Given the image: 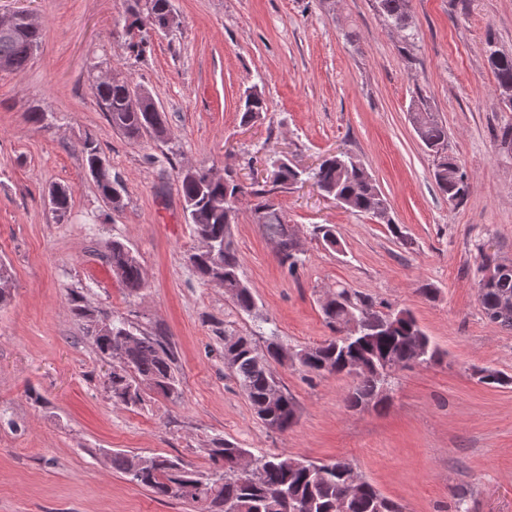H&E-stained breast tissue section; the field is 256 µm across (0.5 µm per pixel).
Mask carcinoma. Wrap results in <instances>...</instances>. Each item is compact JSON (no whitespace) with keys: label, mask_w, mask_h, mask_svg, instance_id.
Returning <instances> with one entry per match:
<instances>
[{"label":"carcinoma","mask_w":512,"mask_h":512,"mask_svg":"<svg viewBox=\"0 0 512 512\" xmlns=\"http://www.w3.org/2000/svg\"><path fill=\"white\" fill-rule=\"evenodd\" d=\"M376 9L387 25L404 33V43L412 46L417 32L410 24L409 0H375ZM175 19L170 0H126L124 31L129 36V49L141 55L146 40L137 33L162 30ZM43 40V29L34 19H20L9 36L0 35V71L22 73ZM487 62L498 87L512 88V55L490 53ZM97 102L105 112L112 129L124 138L137 141L145 135L162 140L167 135L162 109L147 92H138L126 80H107L97 85ZM267 111L262 94L248 91L241 108V123L248 125ZM420 140L438 155L433 177L438 190L452 202L463 201L467 177L458 161L443 154L448 145V128L428 111L419 113ZM87 167L104 161L97 142L87 136L80 144ZM311 181L342 208L356 214L369 215L384 223H392L390 204L380 188L364 179L354 158L339 153L324 159L317 168L307 171L291 164L275 165L271 185L252 183L244 186L213 167H201L195 175L178 177V189L188 213L196 239L209 241L211 249L190 258L197 278L204 283L219 281L235 308L252 314L257 303L251 289L240 277L241 257L236 247L233 224L237 223L240 205L247 201L254 223L274 244L279 263L290 270L300 262L295 250L296 231L286 221L273 194L288 190V185ZM101 198L112 210L124 207L126 193L123 182L105 165L94 179ZM51 211L57 221L70 211V193L63 186L50 189ZM311 236L320 238L328 247L336 248V231L327 224L312 227ZM128 293L138 292L144 284V271L134 251L120 241H113L102 254ZM477 296L489 322L512 330V313L498 311L499 300L512 298V271L478 282ZM325 321L336 333L324 342L281 355L279 336L272 333L259 340L224 327V360L239 381L257 418L266 428L286 432L297 419V403L281 390L271 398L272 388L280 382L270 366L257 363L262 357L268 363L299 366L306 373L344 375L352 379L346 396L347 408L354 409L364 399L375 395L383 383L412 364L416 350H421L428 363L442 360L443 352L432 343L409 310L380 313L371 298L350 288H338L322 303ZM387 321L378 328L373 320ZM99 354L108 358L117 353L124 361L112 367L109 385L112 402L124 408L144 402L146 391L164 398L179 397V379L173 367L170 349L159 339L121 320L103 324L92 336ZM360 364V372L350 375L348 366ZM478 380L487 385H508L512 379L493 370L475 371ZM210 472L207 474L178 458L114 452L112 469L158 498L189 503L195 512H402V507L383 496L369 482L360 480L359 493L346 500L339 510L346 484L358 476L345 460L314 463L285 452H262L256 456L258 472L247 475L232 461L251 456L247 448L217 437L205 449Z\"/></svg>","instance_id":"cac0c4a2"}]
</instances>
